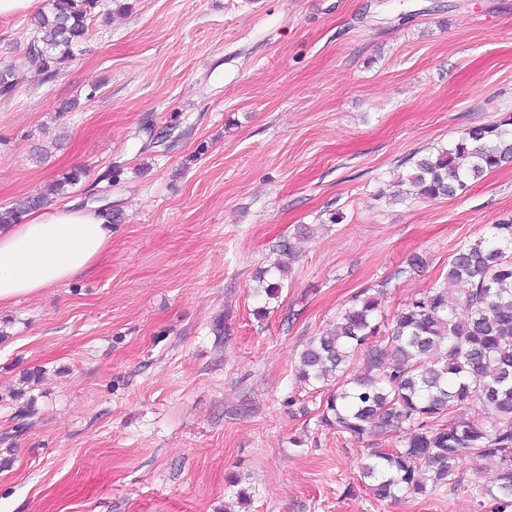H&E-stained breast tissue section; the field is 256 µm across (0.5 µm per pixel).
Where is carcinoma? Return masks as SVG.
Returning a JSON list of instances; mask_svg holds the SVG:
<instances>
[{
  "instance_id": "1",
  "label": "carcinoma",
  "mask_w": 512,
  "mask_h": 512,
  "mask_svg": "<svg viewBox=\"0 0 512 512\" xmlns=\"http://www.w3.org/2000/svg\"><path fill=\"white\" fill-rule=\"evenodd\" d=\"M98 0H53L35 13L28 54L39 73L53 75L72 57L88 31ZM16 88L15 68L0 69V95ZM512 163V114L472 126L447 147L415 158L406 181L417 199L452 198L472 182ZM84 175L77 168L53 184L63 195ZM49 203L27 197L0 208V225L18 224L24 213ZM310 237V226L273 249L291 255ZM286 267L260 272L256 295L278 298ZM464 283L448 298V285ZM388 280L374 293L355 294L336 324L312 337L299 357L297 380L333 385L319 422L361 439L388 435L389 451L374 450L361 465L360 484L378 500L425 495L464 481L468 458L495 465L493 480L473 487L478 507L486 500L512 503V222L491 224L478 239L460 245L442 282L407 301L385 323L381 301ZM479 404L491 415L485 426L468 417Z\"/></svg>"
}]
</instances>
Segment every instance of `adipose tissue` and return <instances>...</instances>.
I'll use <instances>...</instances> for the list:
<instances>
[{"label":"adipose tissue","mask_w":512,"mask_h":512,"mask_svg":"<svg viewBox=\"0 0 512 512\" xmlns=\"http://www.w3.org/2000/svg\"><path fill=\"white\" fill-rule=\"evenodd\" d=\"M111 243L106 217L70 204L0 227V307L91 270Z\"/></svg>","instance_id":"adipose-tissue-1"}]
</instances>
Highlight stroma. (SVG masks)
<instances>
[{"instance_id": "obj_1", "label": "stroma", "mask_w": 512, "mask_h": 512, "mask_svg": "<svg viewBox=\"0 0 512 512\" xmlns=\"http://www.w3.org/2000/svg\"><path fill=\"white\" fill-rule=\"evenodd\" d=\"M32 37L0 19V207L81 168L57 204L121 220L93 272L0 308V512H512L477 508L485 461L373 499L360 466L391 440L321 425L326 392L296 379L354 294L390 279L392 317L512 219V165L453 198L377 196L512 113V0H100L50 78ZM304 224L279 297L255 296Z\"/></svg>"}]
</instances>
